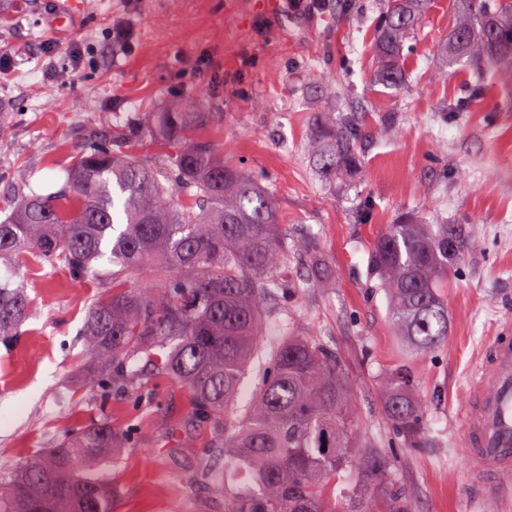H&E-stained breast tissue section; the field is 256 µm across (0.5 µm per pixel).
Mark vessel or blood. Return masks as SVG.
I'll use <instances>...</instances> for the list:
<instances>
[{
    "instance_id": "vessel-or-blood-1",
    "label": "vessel or blood",
    "mask_w": 512,
    "mask_h": 512,
    "mask_svg": "<svg viewBox=\"0 0 512 512\" xmlns=\"http://www.w3.org/2000/svg\"><path fill=\"white\" fill-rule=\"evenodd\" d=\"M462 436L475 482L512 476V336L497 338L485 370L469 382Z\"/></svg>"
}]
</instances>
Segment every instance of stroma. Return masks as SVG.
<instances>
[{"label":"stroma","mask_w":512,"mask_h":512,"mask_svg":"<svg viewBox=\"0 0 512 512\" xmlns=\"http://www.w3.org/2000/svg\"><path fill=\"white\" fill-rule=\"evenodd\" d=\"M55 29L58 0H0V220L19 194L51 195L91 140L108 141L144 112H220L202 137L272 196L289 241L287 288L267 298L257 352L242 378L248 401L268 371L264 345L282 320L344 366L362 459L389 462L386 486L412 512H512V477L477 484L460 419L468 378L512 324V68L448 65L460 0H429L399 52L403 80L376 77L375 31L387 0H325L304 16L285 0H84ZM123 26L131 51L112 42ZM354 117L356 161L324 177L309 150L324 113ZM458 224L473 248L441 295L448 334L424 355L393 323L370 271L388 225ZM25 254L0 260V282L24 280L27 317L0 344V474L103 418L123 430L107 473L112 512H224L203 472L213 430L171 377L81 386L91 360L82 329L105 293ZM406 368L422 410L416 433L395 424L381 378Z\"/></svg>","instance_id":"obj_1"}]
</instances>
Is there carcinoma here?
I'll return each mask as SVG.
<instances>
[{"label": "carcinoma", "mask_w": 512, "mask_h": 512, "mask_svg": "<svg viewBox=\"0 0 512 512\" xmlns=\"http://www.w3.org/2000/svg\"><path fill=\"white\" fill-rule=\"evenodd\" d=\"M427 0H390L377 40L378 78L396 87V61ZM512 66V0H462L448 43V64ZM222 112H150L117 137L92 145L66 170L58 194L22 195L0 222V259L30 253L63 264L76 278L109 265L110 288L87 313L83 336L100 375L123 385L154 374L181 381L196 417L212 425L224 469V512H361L336 499V474L360 469L377 479L379 464L357 457L358 426L342 366L329 350L291 328L269 346L272 371L241 416L228 419L252 360L265 297L288 287V241L272 197L224 163L199 127ZM144 132L168 148L159 163L125 151ZM317 145L331 172L354 163L356 128L349 118L323 126ZM472 240L446 224H391L373 245L371 274L392 300V319L423 354L448 335L440 289ZM147 266L150 288L128 285L127 272ZM27 309L26 288L0 283V342L16 339ZM392 420L410 429L420 407L402 369L383 378ZM124 435L103 419L81 427L19 470L0 475V512H112L104 472L117 462Z\"/></svg>", "instance_id": "carcinoma-1"}]
</instances>
